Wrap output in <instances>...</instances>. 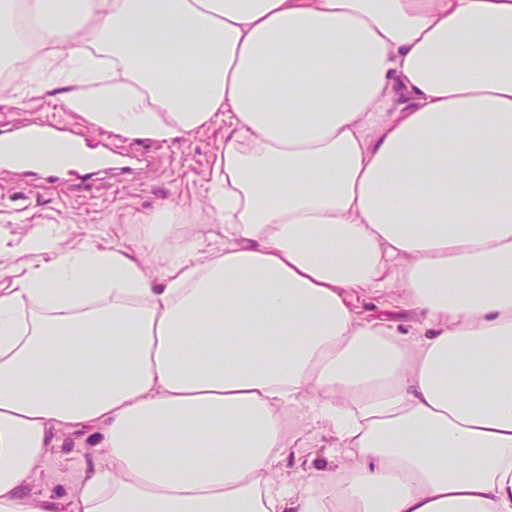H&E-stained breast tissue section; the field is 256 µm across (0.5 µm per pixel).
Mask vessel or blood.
Segmentation results:
<instances>
[{
  "instance_id": "vessel-or-blood-1",
  "label": "vessel or blood",
  "mask_w": 512,
  "mask_h": 512,
  "mask_svg": "<svg viewBox=\"0 0 512 512\" xmlns=\"http://www.w3.org/2000/svg\"><path fill=\"white\" fill-rule=\"evenodd\" d=\"M80 131L67 125L34 122L23 133L9 130L0 132V161L24 168L34 178L45 181L59 180L61 172L79 167L81 181L69 188L68 196L81 199L92 195L101 174L116 172L119 179L135 178L146 169L154 168L156 157L143 153L131 157L129 164L113 168L108 159L111 150L89 156L81 149Z\"/></svg>"
}]
</instances>
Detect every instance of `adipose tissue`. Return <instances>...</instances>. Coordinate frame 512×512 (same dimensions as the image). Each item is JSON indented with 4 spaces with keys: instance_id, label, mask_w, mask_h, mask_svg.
I'll return each instance as SVG.
<instances>
[{
    "instance_id": "obj_1",
    "label": "adipose tissue",
    "mask_w": 512,
    "mask_h": 512,
    "mask_svg": "<svg viewBox=\"0 0 512 512\" xmlns=\"http://www.w3.org/2000/svg\"><path fill=\"white\" fill-rule=\"evenodd\" d=\"M47 2L0 14L42 21L70 111L152 141L223 115L224 249L158 277L30 240L49 262L0 295V512H512V0ZM391 281L429 335L354 315ZM302 406L344 463L286 486ZM85 430L71 504L34 491Z\"/></svg>"
}]
</instances>
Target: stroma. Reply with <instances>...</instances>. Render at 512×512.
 <instances>
[{
	"instance_id": "1",
	"label": "stroma",
	"mask_w": 512,
	"mask_h": 512,
	"mask_svg": "<svg viewBox=\"0 0 512 512\" xmlns=\"http://www.w3.org/2000/svg\"><path fill=\"white\" fill-rule=\"evenodd\" d=\"M15 98L14 105L0 106V121L5 126L42 118L81 124L93 143L106 134L105 129L66 110L54 93L31 95L27 82H18ZM223 148L224 125L220 122L194 137L156 144L161 165L154 175L99 183L93 196L83 200L66 199L48 184L13 171H0V293L13 288L31 267L44 261V254L24 251L21 244L46 230L54 231L61 245L70 248L125 245L141 256L151 272L163 274L168 266L166 250L143 245L135 219L167 203L182 210L178 240L193 241L200 253L222 248L224 225L210 218L205 205L213 168ZM352 306L363 321L396 326L413 339L425 334L422 316L397 286L358 293ZM290 423L294 446L278 469L284 485L298 487L318 477L320 470L329 465L336 438L325 423L302 409L291 414ZM95 453L91 435L64 438L49 450L35 487L50 489L61 498L72 497Z\"/></svg>"
}]
</instances>
